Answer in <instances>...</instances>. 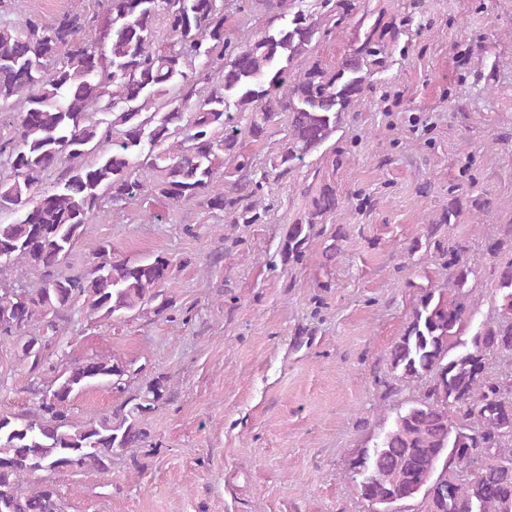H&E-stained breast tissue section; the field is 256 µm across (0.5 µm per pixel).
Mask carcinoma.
I'll use <instances>...</instances> for the list:
<instances>
[{
	"instance_id": "1",
	"label": "carcinoma",
	"mask_w": 512,
	"mask_h": 512,
	"mask_svg": "<svg viewBox=\"0 0 512 512\" xmlns=\"http://www.w3.org/2000/svg\"><path fill=\"white\" fill-rule=\"evenodd\" d=\"M101 3V16L67 11L50 22L27 17L0 26V109L18 116L13 135L0 141V164L9 169L0 177V215L15 216L0 222V269L20 263L42 274L39 287L16 291L15 304L0 301V315L17 319L0 323V341L15 342L18 358L50 378L30 411H0V512H62L52 486L27 491L25 485L44 471L107 472L113 449L143 437L135 411L159 399L158 388L149 387L144 402L116 421L76 422L69 414L73 398L95 385H120L127 370L88 358L59 374L52 348L68 313L79 305L86 317L111 322L153 302L158 312L170 308L160 286L171 263L162 255L129 262L102 245L87 271L61 272L102 200L149 194L169 205L203 196L208 207L255 224L260 184L240 152V136L260 138L277 113H288V147L279 161L280 174H288L336 132L364 91V68L383 64L375 24L340 68L312 65L290 82L289 71L319 33L302 10L290 18L280 12L278 26L234 44L225 38L217 0ZM158 17L167 42L156 35ZM188 104L194 118L186 122ZM96 112L111 120H93ZM217 131L224 136L215 137ZM104 144L110 148L102 151ZM97 150L94 161H83ZM223 155L239 173L234 197L212 190ZM142 168L157 172L154 182L139 179ZM48 171L55 181L42 191ZM335 211V193L315 197L309 216L288 229V255L302 257L317 224ZM423 231L417 246L448 270L453 295L422 291L387 365L401 383L424 384V392L373 446L358 451L349 478L375 508L421 496L428 512H512V367L491 373L486 366L492 354L512 355V258L502 261L512 253V224L497 227L486 242L495 261L497 316L467 341L474 270L466 245L445 238L443 224ZM452 458L462 476L427 480Z\"/></svg>"
}]
</instances>
